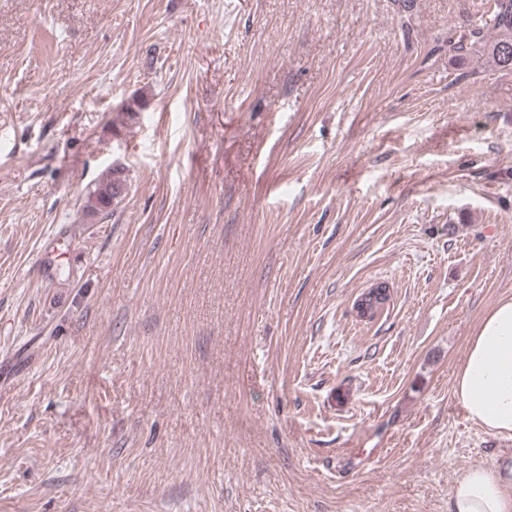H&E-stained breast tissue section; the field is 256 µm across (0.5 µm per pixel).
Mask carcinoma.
<instances>
[{"mask_svg": "<svg viewBox=\"0 0 512 512\" xmlns=\"http://www.w3.org/2000/svg\"><path fill=\"white\" fill-rule=\"evenodd\" d=\"M486 16L494 31L492 39H485L479 27L457 41L449 42L450 50L476 56L483 64L500 70H512L509 63L512 57V0H490ZM125 183L123 170L115 167L94 181L86 192L84 208L87 214H100L106 218L112 216L113 205L124 191Z\"/></svg>", "mask_w": 512, "mask_h": 512, "instance_id": "obj_1", "label": "carcinoma"}]
</instances>
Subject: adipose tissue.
<instances>
[{
    "label": "adipose tissue",
    "mask_w": 512,
    "mask_h": 512,
    "mask_svg": "<svg viewBox=\"0 0 512 512\" xmlns=\"http://www.w3.org/2000/svg\"><path fill=\"white\" fill-rule=\"evenodd\" d=\"M454 395L472 422L512 437V297L497 301L469 336ZM450 512H512V455L473 465L457 477Z\"/></svg>",
    "instance_id": "adipose-tissue-1"
}]
</instances>
